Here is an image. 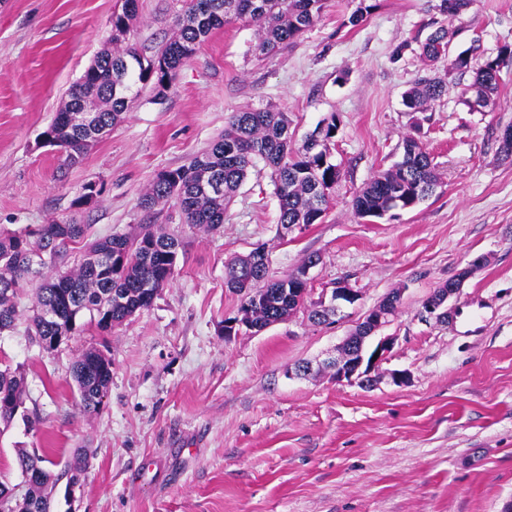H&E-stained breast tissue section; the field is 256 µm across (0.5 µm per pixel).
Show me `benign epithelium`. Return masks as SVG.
I'll use <instances>...</instances> for the list:
<instances>
[{"label":"benign epithelium","instance_id":"obj_1","mask_svg":"<svg viewBox=\"0 0 512 512\" xmlns=\"http://www.w3.org/2000/svg\"><path fill=\"white\" fill-rule=\"evenodd\" d=\"M462 291V284L457 281L448 282L443 292L432 294L422 303L421 317L443 321L451 313V302L457 300ZM359 293L348 284L342 283L331 291H325L319 298V303L326 312L328 320L344 317V308L355 304ZM392 315L379 308L369 310L359 323L368 327V336L390 323ZM367 336H348L337 348L336 355L324 361V365L335 371L336 380L358 383L369 386L374 382L372 372L390 352L392 339L383 338L378 341L373 350L366 346Z\"/></svg>","mask_w":512,"mask_h":512}]
</instances>
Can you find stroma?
Instances as JSON below:
<instances>
[{
    "instance_id": "obj_1",
    "label": "stroma",
    "mask_w": 512,
    "mask_h": 512,
    "mask_svg": "<svg viewBox=\"0 0 512 512\" xmlns=\"http://www.w3.org/2000/svg\"><path fill=\"white\" fill-rule=\"evenodd\" d=\"M362 2L371 10L350 26ZM439 4L327 0L311 28L270 54L257 26L225 24L165 92L133 87L121 122L69 167L43 134L111 45L124 0H0V232L73 220L99 238L156 224L182 242L172 283L111 331L85 325L52 351L21 327L0 335V366L21 368L29 411L0 433V481L24 495L19 450H49L60 474L82 448L79 484H58L51 512H512V161L500 154L512 60L495 108L475 111L461 97L472 70L512 46V0H476L452 20ZM185 10L186 0H138L123 44L155 55ZM442 25L452 53L479 44L469 72L422 58L421 43ZM424 75L444 78L448 91L417 127L403 95ZM247 109L288 113L299 142L336 119L330 160L342 177L322 223L279 237L261 163L216 231L183 224L171 205L140 208L158 173ZM414 134L433 157L436 192L410 210L355 218L354 193ZM259 245L274 277L319 255L310 300L340 281L359 301L333 324L301 311L258 333L225 334L242 304L224 286L225 266ZM466 268L448 321L422 320L423 301ZM397 289L399 310L380 330L394 346L372 386L329 370L294 375L334 355ZM91 347L111 359L112 379L88 415L70 371ZM397 370L405 384L393 383Z\"/></svg>"
}]
</instances>
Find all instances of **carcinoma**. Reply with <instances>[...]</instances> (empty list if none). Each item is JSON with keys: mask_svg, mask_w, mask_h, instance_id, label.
<instances>
[{"mask_svg": "<svg viewBox=\"0 0 512 512\" xmlns=\"http://www.w3.org/2000/svg\"><path fill=\"white\" fill-rule=\"evenodd\" d=\"M473 0H441L440 9L453 18L466 11ZM325 0H189L177 36L156 55L145 58L134 47L105 49L97 55L69 92V99L47 130L55 146L73 165L83 158L91 144L85 142L82 118L109 134L128 108L127 93L137 83L154 82L159 91L196 53L197 47L225 23L247 18L262 33L260 49L275 52L300 37L319 19ZM137 0H124L123 12L112 16V41L127 32L136 14ZM448 29L442 27L421 44V56L434 62L448 50ZM512 56L504 46L499 56L478 68L463 91L466 103L481 93L490 104L497 103L501 86V57ZM446 82L422 76L405 92L408 112L422 113L426 105L441 98ZM336 117L317 127L296 144L286 112L241 111L231 115L224 133L207 148L175 169L156 175L143 195L140 206L151 211L163 200L173 199L184 223L199 230H214L224 224V213L241 185L262 160L272 169L279 204V236L325 217L334 187L341 179L339 167L330 161L329 141L335 136ZM439 185L433 158L423 143L408 136L402 142L400 158L379 171L356 193L354 214L383 217L395 209H413L433 195ZM88 225L74 221L43 224L31 231L0 234V333L15 328L19 320L18 296L34 291L37 307L29 322L31 342L41 344L45 336H66L71 332L69 308L78 317L107 331L148 308L153 294L165 288L174 274L181 240L146 224L135 236L109 235L87 238ZM85 241L80 262L52 275L43 269L56 264L70 245ZM260 245L227 265L224 283L230 291L244 296L240 312L248 316L255 331L287 319L296 310L292 289L299 287L294 275H269L268 254ZM72 377L85 414L99 410L112 378V361L89 349L72 366ZM26 381L23 374L7 365L0 368V426L8 428L16 417L29 420L25 407ZM45 455L18 454V466L25 473L39 468L43 478L29 486L17 512H50L57 479L45 468Z\"/></svg>", "mask_w": 512, "mask_h": 512, "instance_id": "obj_1", "label": "carcinoma"}]
</instances>
